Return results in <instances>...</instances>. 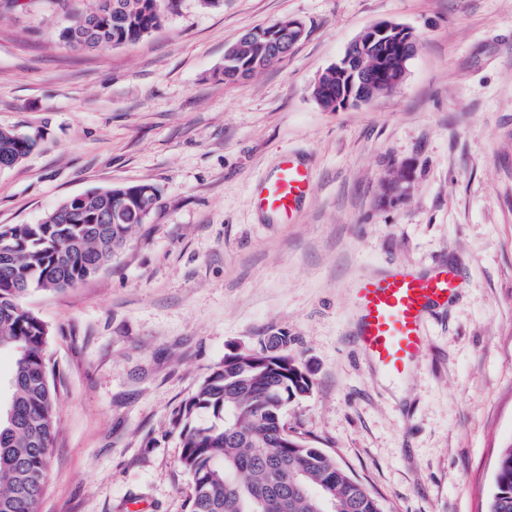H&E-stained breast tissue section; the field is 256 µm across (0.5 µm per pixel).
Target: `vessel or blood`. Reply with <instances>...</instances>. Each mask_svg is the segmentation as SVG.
Segmentation results:
<instances>
[{"instance_id":"vessel-or-blood-1","label":"vessel or blood","mask_w":512,"mask_h":512,"mask_svg":"<svg viewBox=\"0 0 512 512\" xmlns=\"http://www.w3.org/2000/svg\"><path fill=\"white\" fill-rule=\"evenodd\" d=\"M311 190L309 167L286 152L251 203L259 212L276 214L286 222ZM458 284L457 271L444 264L422 275L401 263L384 277L360 281L358 340L371 362L390 377L404 376L424 352L427 313L447 304Z\"/></svg>"}]
</instances>
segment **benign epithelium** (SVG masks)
<instances>
[{"label":"benign epithelium","mask_w":512,"mask_h":512,"mask_svg":"<svg viewBox=\"0 0 512 512\" xmlns=\"http://www.w3.org/2000/svg\"><path fill=\"white\" fill-rule=\"evenodd\" d=\"M275 30L279 35L269 39L268 51L282 58L302 37L305 26L298 19L286 17L276 22ZM416 40L411 28L391 21H379L361 32L332 65L336 71L333 106L339 110L396 90L405 79V62L414 56ZM409 181L410 171L401 169L393 182L386 184V194L404 196V185Z\"/></svg>","instance_id":"obj_1"}]
</instances>
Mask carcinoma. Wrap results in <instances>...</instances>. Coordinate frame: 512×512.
I'll list each match as a JSON object with an SVG mask.
<instances>
[{"mask_svg":"<svg viewBox=\"0 0 512 512\" xmlns=\"http://www.w3.org/2000/svg\"><path fill=\"white\" fill-rule=\"evenodd\" d=\"M96 0L72 10L58 40L84 51L133 44L162 27L170 0ZM224 79L247 78L276 62L257 41L233 50ZM36 148L0 128V166ZM148 183L92 190L63 201L43 224H0V351L16 354L0 404V512H39L58 432L57 386L46 357L52 331L22 299L32 289L61 291L102 270L130 242L142 203L157 207ZM264 340L229 355L172 418L190 477L188 512H386L382 501L320 448L284 434L288 405L312 380L293 355L271 367ZM489 512H512V445L499 455Z\"/></svg>","mask_w":512,"mask_h":512,"instance_id":"obj_1","label":"carcinoma"}]
</instances>
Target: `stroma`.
<instances>
[{
	"mask_svg": "<svg viewBox=\"0 0 512 512\" xmlns=\"http://www.w3.org/2000/svg\"><path fill=\"white\" fill-rule=\"evenodd\" d=\"M304 22L288 56L226 81L243 32ZM413 29L394 92L338 112L318 76L364 29ZM56 0H0V127L43 131L0 170V224H38L113 185L161 193L100 272L26 307L53 331L59 432L40 512H186L171 419L227 354L285 336L313 378L286 422L388 512H488L512 444V0H177L165 25L99 51L56 38ZM312 169L297 220L249 197L283 152ZM409 166L406 196L383 186ZM460 275L402 378L355 342L358 281L404 262Z\"/></svg>",
	"mask_w": 512,
	"mask_h": 512,
	"instance_id": "35a3bbf8",
	"label": "stroma"
}]
</instances>
